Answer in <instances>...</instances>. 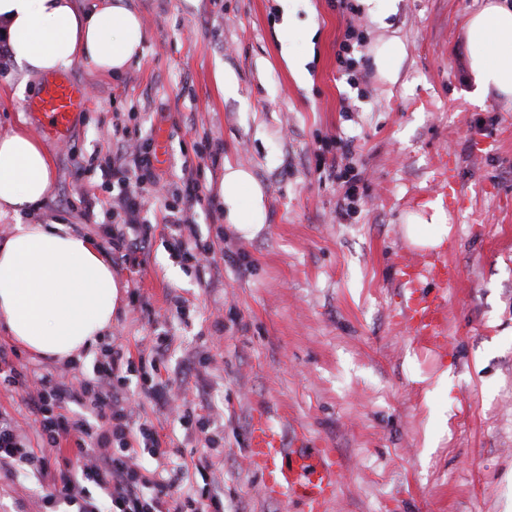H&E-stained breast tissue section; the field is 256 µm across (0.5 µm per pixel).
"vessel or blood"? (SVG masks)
Listing matches in <instances>:
<instances>
[{
  "label": "vessel or blood",
  "mask_w": 512,
  "mask_h": 512,
  "mask_svg": "<svg viewBox=\"0 0 512 512\" xmlns=\"http://www.w3.org/2000/svg\"><path fill=\"white\" fill-rule=\"evenodd\" d=\"M88 104L85 86L66 77L45 82L28 108L46 117L51 133L64 136ZM418 277L413 265H401L399 280L407 294L402 313L413 321L418 336L430 340L437 334V325L433 310L424 305L415 286ZM249 443V462L269 495L300 502L305 512H324L335 499L339 470L332 449L286 447L280 429L264 412L252 418Z\"/></svg>",
  "instance_id": "1"
}]
</instances>
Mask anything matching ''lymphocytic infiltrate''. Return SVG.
<instances>
[{
    "label": "lymphocytic infiltrate",
    "mask_w": 512,
    "mask_h": 512,
    "mask_svg": "<svg viewBox=\"0 0 512 512\" xmlns=\"http://www.w3.org/2000/svg\"><path fill=\"white\" fill-rule=\"evenodd\" d=\"M150 143L128 148L116 141L102 177L123 172L124 187L114 200L121 219L101 230L122 259L136 254L147 238L143 215L145 200L161 177L154 167ZM136 370L130 357L114 346L102 350L90 376L79 384L65 382L53 373L16 363L5 346H0V389L18 395L33 415L35 435H28L19 422L0 413V463L17 472L43 469L44 458L32 446L56 448L66 438H74L71 457L52 498L75 512H223L218 495L208 500L179 497L178 474L159 480L150 476L139 460L138 450L162 455L161 441L151 423L133 421L132 410L114 391L115 383L128 380Z\"/></svg>",
    "instance_id": "1"
}]
</instances>
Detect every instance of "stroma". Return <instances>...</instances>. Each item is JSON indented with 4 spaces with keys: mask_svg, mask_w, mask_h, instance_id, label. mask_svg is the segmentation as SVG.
<instances>
[{
    "mask_svg": "<svg viewBox=\"0 0 512 512\" xmlns=\"http://www.w3.org/2000/svg\"><path fill=\"white\" fill-rule=\"evenodd\" d=\"M129 4L142 53L117 77L86 62L70 70L90 103L69 134L55 138L26 110L43 81L23 80L11 61L0 69V135L25 129L52 159L48 199L27 224L62 221L102 241L122 177L102 180L101 169L119 135L163 146L157 169L173 189L189 178L202 187L197 235L224 246L215 275L182 260L164 229L173 194L149 201L139 265L112 266L124 298L108 342L178 394L189 418L160 410L143 377L128 381L168 450L146 466L181 470L182 493L223 494L224 512H304L265 494L248 461L250 421L265 409L286 440L334 449L341 475L327 512H512V110L476 98L468 81L465 24L481 0H396L380 20L294 0L285 43L278 0ZM351 23L365 36L356 89L336 61ZM389 45L401 50L391 77L377 65ZM290 55L304 60V80ZM219 67L236 95L218 90ZM339 137L353 138L348 163L362 173L346 218L342 182L320 167ZM228 163L264 189L267 227L255 238L224 222L216 188ZM88 193L101 201L90 220ZM436 207L452 226L448 245L414 247L403 224ZM406 259L426 268L420 291L443 299L439 345L397 318ZM444 264L455 274L447 285L436 275ZM442 375L446 393L435 388ZM64 456L48 453L37 477L0 467V512H42Z\"/></svg>",
    "mask_w": 512,
    "mask_h": 512,
    "instance_id": "1",
    "label": "stroma"
}]
</instances>
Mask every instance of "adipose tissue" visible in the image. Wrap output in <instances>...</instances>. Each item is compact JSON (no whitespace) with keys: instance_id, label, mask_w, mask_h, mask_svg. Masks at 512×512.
Wrapping results in <instances>:
<instances>
[{"instance_id":"ef3b65f1","label":"adipose tissue","mask_w":512,"mask_h":512,"mask_svg":"<svg viewBox=\"0 0 512 512\" xmlns=\"http://www.w3.org/2000/svg\"><path fill=\"white\" fill-rule=\"evenodd\" d=\"M468 73L477 97L512 109V0H485L467 20ZM0 37L24 77L59 74L77 62L117 76L142 52L145 31L127 0H0ZM51 159L20 130L0 136V216L23 215L48 196ZM231 230L252 239L265 228L264 190L225 164L218 184ZM441 208L405 224L408 241L433 249L451 237ZM123 286L101 247L65 223L18 224L0 239V327L29 353L80 359L112 328Z\"/></svg>"}]
</instances>
